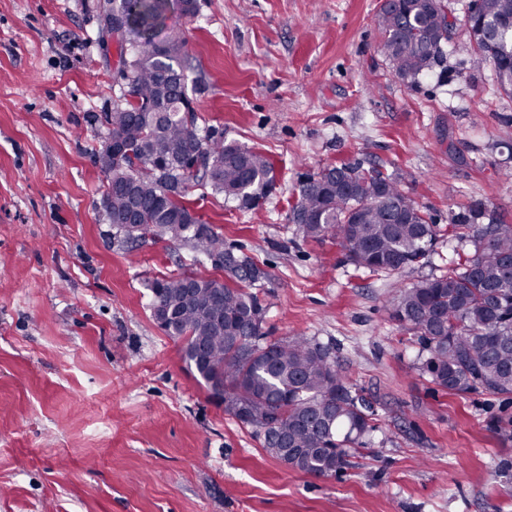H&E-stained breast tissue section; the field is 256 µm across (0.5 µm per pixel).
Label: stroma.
<instances>
[{
	"label": "stroma",
	"instance_id": "1",
	"mask_svg": "<svg viewBox=\"0 0 512 512\" xmlns=\"http://www.w3.org/2000/svg\"><path fill=\"white\" fill-rule=\"evenodd\" d=\"M95 2L0 0V512H512V395L449 394L390 317L453 244L377 274L288 221L301 175L342 161L398 172L440 225L477 198L512 215V96L490 65L457 52L445 80L398 79L383 0H197L181 21L199 116L276 176L255 209L194 183L190 206L267 272L269 338L330 346L375 409L373 453L318 479L268 455L155 322L148 285L188 246L127 242L101 207L88 120L121 82Z\"/></svg>",
	"mask_w": 512,
	"mask_h": 512
}]
</instances>
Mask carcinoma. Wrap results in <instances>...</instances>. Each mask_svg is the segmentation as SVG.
<instances>
[{
  "mask_svg": "<svg viewBox=\"0 0 512 512\" xmlns=\"http://www.w3.org/2000/svg\"><path fill=\"white\" fill-rule=\"evenodd\" d=\"M95 5L98 38L112 42L105 17L120 15L128 36L116 42L126 75L112 110L91 116L124 162L112 166L106 195L112 216L134 214L139 231L178 237L193 261L224 270L219 283L193 273L152 281L150 308L166 304V333L184 339V359L204 383L224 370V411L254 428L274 458L315 477H331L366 450L374 411L315 339L297 334L269 340L264 308L252 289L267 273L249 256L228 252L224 238L184 202L181 171L198 141L218 167L212 192L252 210L275 186V165L259 151L226 142L198 126L188 93L192 69L176 19L175 0H106ZM453 0H386L377 24L395 75L411 85L448 71L447 54L432 35L454 25ZM488 63L497 90L512 95V0H479L467 42L453 47ZM134 92V99L127 98ZM304 240L330 238L358 269L395 273L424 258L438 238L472 246L456 253L443 274L400 288L391 318L417 337L422 369L452 395L512 394V224L471 200L440 226L402 188L401 178L359 162L326 166L299 182L288 215Z\"/></svg>",
  "mask_w": 512,
  "mask_h": 512,
  "instance_id": "cac0c4a2",
  "label": "carcinoma"
}]
</instances>
